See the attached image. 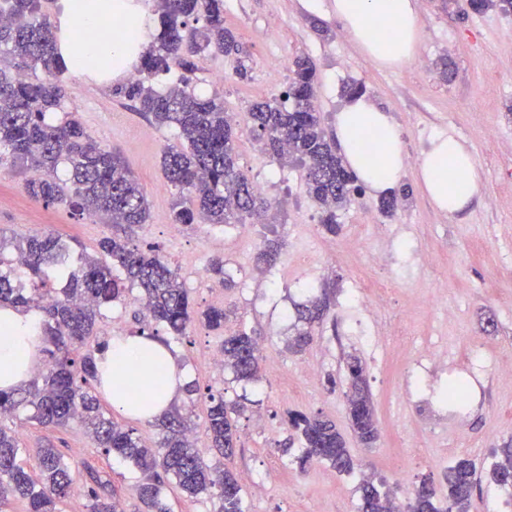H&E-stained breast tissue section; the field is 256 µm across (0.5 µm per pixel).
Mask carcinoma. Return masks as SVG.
I'll list each match as a JSON object with an SVG mask.
<instances>
[{
    "label": "carcinoma",
    "mask_w": 512,
    "mask_h": 512,
    "mask_svg": "<svg viewBox=\"0 0 512 512\" xmlns=\"http://www.w3.org/2000/svg\"><path fill=\"white\" fill-rule=\"evenodd\" d=\"M470 4L477 12L494 8L512 15V0H470ZM153 14L158 16L159 30L140 65V79L112 92L157 124L178 130L180 145L166 148L162 156L164 175L176 190L172 223L240 224L247 216L265 212L268 201L239 171L235 127L223 99L199 93L187 77L162 92L152 85V80L174 69L196 73L207 53L240 52L234 33L224 26V0H155ZM191 21L201 26L191 27ZM0 57L14 69L12 75L0 69V165L8 161L31 172L24 190L32 200L47 207L63 205L73 215L101 213L112 224V234L99 243L100 258L75 251L52 232L18 239L0 235V251L13 247L17 261L0 270V306L37 313L46 343L54 346L48 351V363L28 382L8 393L0 391V415L54 428L80 423L104 455L141 471L143 478L134 491L147 512H168L164 488L170 481L191 497L204 494L217 501L214 512H243L241 478L204 462L182 415L173 412L159 420V440L149 448L134 430L104 413L94 393L96 356L103 342L87 347L97 334L102 310L135 289L146 311V325L164 326L167 336L176 341L196 321L212 331L224 329V308H195L178 272L154 249L144 251L132 244L133 228L149 219V204L121 155L101 146L74 116L53 119L66 96L63 76L68 69L56 57L55 29L42 11L41 0H0ZM40 73L45 78L38 77ZM291 73L286 101H257L250 105L249 117L272 158L282 166L298 162L306 169L308 193L323 212L326 231L334 234L336 210L361 193L362 186L322 126L315 104V65L299 55L291 63ZM277 255V247L269 242L257 254L256 265L270 267ZM208 272L222 287L234 286L223 258L211 259ZM328 307L325 293L310 299L304 320L310 325L321 322ZM221 355L236 380H258L260 349L247 331L225 337ZM346 370L349 424L369 447L378 438V428L365 367L351 355ZM208 399L205 429L211 447L231 456L239 438L235 409L221 396L210 394ZM288 424L302 444L296 458L299 469L315 460L329 463L339 474L360 466L333 421L290 412ZM22 452L16 430L0 425V505L14 498L26 503V512H56L57 501L76 489L71 466L55 449L42 448L35 478L18 464ZM494 457L491 482L512 487V439L496 449ZM444 479L448 507L437 505L435 487L424 479L403 512H467L478 485L474 462L457 459ZM93 482L84 490L86 512H121L119 502L106 492L109 481L96 475ZM382 486V480L360 484V512H394L390 494L380 491Z\"/></svg>",
    "instance_id": "carcinoma-1"
}]
</instances>
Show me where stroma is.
Listing matches in <instances>:
<instances>
[{
	"instance_id": "1",
	"label": "stroma",
	"mask_w": 512,
	"mask_h": 512,
	"mask_svg": "<svg viewBox=\"0 0 512 512\" xmlns=\"http://www.w3.org/2000/svg\"><path fill=\"white\" fill-rule=\"evenodd\" d=\"M224 23L246 48L245 62L208 54L194 82L199 90L223 97L239 130V169L263 185L271 203L248 237L233 226L172 223L175 191L164 177L161 157L165 147L176 144L175 130L135 112L111 88L81 73L65 78V111L102 145L120 151L144 189L151 217L137 228L134 243L156 250L178 271L197 307L219 301L228 313L223 331L196 323L176 342L187 376L199 388L193 398H180L177 410L195 423L193 440L207 462L253 477L244 487L243 512H359L361 474L340 475L319 461L297 468L301 445L286 425L290 410L333 420L351 455L387 485L414 487L428 479L446 494L444 475L454 460L470 458L478 472H486L496 448L512 437V389L501 386L497 368L477 374L470 363L476 348L512 360V16L475 12L470 0H420L418 58L433 69L430 77L411 62L378 69L334 21L305 11L300 0H224ZM300 54L316 67L317 106L327 133L335 131L347 86H361L399 126L409 163H417L437 133L449 131L468 142L484 183L481 203L462 221H449L409 170L398 185L405 196L394 213H382L372 194L357 195L338 210L336 234L325 232L304 169L273 162L247 114L252 102L282 95L291 62ZM444 57L451 62L446 78L435 72ZM242 64L247 67L243 78L237 74ZM216 72L223 73V81L213 80ZM24 178L22 170L0 168V233L10 238L51 230L98 256L99 242L109 232L105 219H76L65 207L34 202L22 188ZM367 212L374 223H364ZM270 240L280 244L278 260L265 281H251L253 256ZM216 256L236 266L235 287L220 288L208 275ZM383 279L391 287L381 308L368 312L372 296L360 284ZM322 292L330 297V311L313 327L310 344L293 352L289 344L304 327L298 307ZM432 294L440 295V303L426 305ZM141 317L138 294L130 292L106 310L99 335L142 331ZM239 329L262 346V372L255 383L237 381L232 371L211 365L225 334ZM431 343L447 347V369H418ZM352 355L366 368L375 405L379 435L369 448L354 436L347 416L346 361ZM311 367L318 378L308 377ZM473 375L478 381L471 383L461 417L429 422L419 414L418 405L449 381ZM212 394L239 409V441L228 460L214 454L203 429ZM20 437L29 473L38 471L39 448L53 444L79 485L99 473L124 512H143L134 492L140 472L103 455L80 425L45 428L29 422Z\"/></svg>"
}]
</instances>
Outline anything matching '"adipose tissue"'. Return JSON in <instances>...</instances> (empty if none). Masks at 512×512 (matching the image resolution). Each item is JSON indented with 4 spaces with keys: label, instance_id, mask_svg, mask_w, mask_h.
<instances>
[{
    "label": "adipose tissue",
    "instance_id": "ef3b65f1",
    "mask_svg": "<svg viewBox=\"0 0 512 512\" xmlns=\"http://www.w3.org/2000/svg\"><path fill=\"white\" fill-rule=\"evenodd\" d=\"M419 0H327L325 12L362 56L384 69L398 68L418 53ZM129 22L124 34L114 16ZM56 52L66 66L101 84L140 66L153 32L134 0H59L53 18ZM336 140L348 168L378 195L407 169L402 134L388 112L362 95L351 96L336 115ZM417 184L433 207L459 218L483 197L474 153L452 134L433 137L415 167ZM44 345L37 317L0 308V389L27 381L39 368ZM99 389L114 409L139 421L169 412L185 386L180 353L156 337L116 335L96 360Z\"/></svg>",
    "mask_w": 512,
    "mask_h": 512
}]
</instances>
